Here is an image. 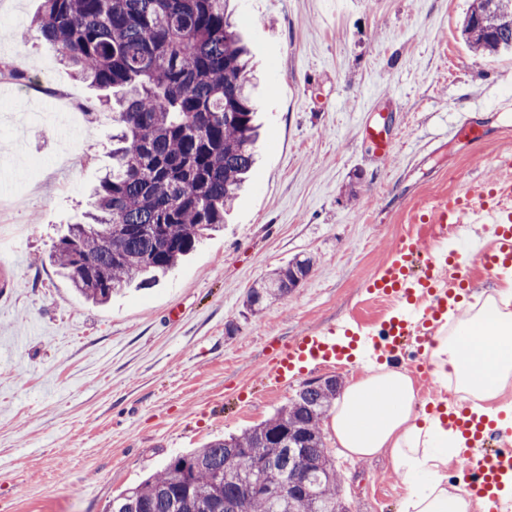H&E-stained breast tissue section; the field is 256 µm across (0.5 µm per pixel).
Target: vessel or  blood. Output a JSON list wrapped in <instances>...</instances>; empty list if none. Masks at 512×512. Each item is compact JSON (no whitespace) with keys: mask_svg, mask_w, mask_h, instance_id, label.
Segmentation results:
<instances>
[{"mask_svg":"<svg viewBox=\"0 0 512 512\" xmlns=\"http://www.w3.org/2000/svg\"><path fill=\"white\" fill-rule=\"evenodd\" d=\"M362 136L370 141L379 156H388L393 150V141L386 127L368 124L361 129ZM499 199L497 205H490L484 192L471 193L465 199L451 198L435 205L429 222L435 231L430 257H422L419 243L414 239L402 240L395 248V258L385 266L380 275L374 277L369 292L389 302L396 303L413 297L426 288H433L434 294L422 314L404 310L399 317L376 326L350 319L340 327H334L298 337L286 344L269 361L266 378L276 387H284L291 380L304 374L308 366L319 362H333L351 359L354 343L359 339L371 340L373 345H384L389 356H397L402 349L401 336L415 332L429 335L432 319L448 309V302L464 275L462 270L470 260L469 253H462L460 272L453 280L442 284L438 281L437 270L443 262L440 258L443 246L447 244L448 227L452 224H481L489 230L494 240L491 251L482 252L483 265L490 270L512 268V183L496 186ZM454 424L463 432L471 434L483 455L476 466L469 470L468 492L476 498L494 503L499 512H506L500 492L505 478L512 477V445L497 441L487 446V434L483 422L475 419H455Z\"/></svg>","mask_w":512,"mask_h":512,"instance_id":"obj_1","label":"vessel or blood"}]
</instances>
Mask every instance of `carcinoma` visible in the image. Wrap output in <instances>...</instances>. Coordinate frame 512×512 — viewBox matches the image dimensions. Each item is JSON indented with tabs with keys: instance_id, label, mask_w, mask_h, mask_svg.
<instances>
[{
	"instance_id": "carcinoma-1",
	"label": "carcinoma",
	"mask_w": 512,
	"mask_h": 512,
	"mask_svg": "<svg viewBox=\"0 0 512 512\" xmlns=\"http://www.w3.org/2000/svg\"><path fill=\"white\" fill-rule=\"evenodd\" d=\"M229 0H42L39 34L112 103V166L90 222L48 254L86 300L150 286L218 228L256 164L260 136L249 52ZM461 38L485 57L512 52V0H472ZM298 256L250 288L260 313L310 275ZM334 377L307 383L271 417L172 457L105 512H350L320 427ZM290 484L268 499L253 486Z\"/></svg>"
}]
</instances>
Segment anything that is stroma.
Here are the masks:
<instances>
[{
  "label": "stroma",
  "mask_w": 512,
  "mask_h": 512,
  "mask_svg": "<svg viewBox=\"0 0 512 512\" xmlns=\"http://www.w3.org/2000/svg\"><path fill=\"white\" fill-rule=\"evenodd\" d=\"M42 0H0V512H104L172 456L270 417L307 382L358 379L322 363L288 386L272 354L351 316L386 321L368 280L448 196L512 180V54L475 55L469 0H236L259 63L265 134L231 222L160 283L95 306L45 260L87 208L112 153L100 91L34 29ZM480 112H473V105ZM473 112L485 137L452 138ZM388 120L380 159L358 130ZM308 279L254 315L256 281L296 256ZM351 512H400L388 459L337 454Z\"/></svg>",
  "instance_id": "obj_1"
}]
</instances>
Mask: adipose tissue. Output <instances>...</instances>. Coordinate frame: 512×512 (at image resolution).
<instances>
[{"label": "adipose tissue", "instance_id": "adipose-tissue-1", "mask_svg": "<svg viewBox=\"0 0 512 512\" xmlns=\"http://www.w3.org/2000/svg\"><path fill=\"white\" fill-rule=\"evenodd\" d=\"M432 375L470 405L469 413L512 429V277L493 294L441 323L431 349ZM411 377L398 367L368 362L367 372L349 382L326 427L339 452L359 459L389 454L409 487L402 512H474L460 486L448 483L450 457L468 445L450 428L446 412H420Z\"/></svg>", "mask_w": 512, "mask_h": 512}]
</instances>
